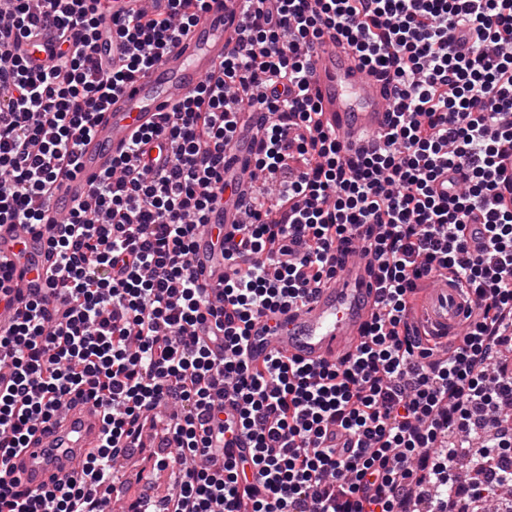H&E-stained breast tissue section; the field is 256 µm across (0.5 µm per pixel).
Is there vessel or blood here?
I'll list each match as a JSON object with an SVG mask.
<instances>
[{"label": "vessel or blood", "instance_id": "obj_1", "mask_svg": "<svg viewBox=\"0 0 512 512\" xmlns=\"http://www.w3.org/2000/svg\"><path fill=\"white\" fill-rule=\"evenodd\" d=\"M236 0H208L201 21L180 43L132 85L114 95L99 114L91 138L78 154L75 176L53 197L47 219L69 212L88 200L92 184L111 167L113 158L128 150L132 136L154 126L161 112L182 102L204 78L218 71L224 52L236 38ZM313 98L325 130L337 136L342 149L355 153L371 149L377 134L389 126L392 100L383 83L365 69L355 54L332 37H324L312 55ZM253 146L241 135L229 151V169L248 183ZM239 216L226 210L215 224L203 225L191 260L194 278L210 289L223 287L229 265L213 244V227L235 234ZM0 262L12 265L8 291L12 306L0 304V326L16 322L22 301L48 293L52 261L45 234L26 224L0 225ZM473 306L471 296L453 282H434L420 303L416 320L439 339L458 336ZM377 311V281L359 246H351L341 267L304 305L267 312L250 329L246 357L261 365L280 354L315 365L336 362L352 354ZM101 409L91 399L71 396L59 417L43 425L12 468L0 480L18 482L30 491L55 480L78 479L89 449L101 441Z\"/></svg>", "mask_w": 512, "mask_h": 512}]
</instances>
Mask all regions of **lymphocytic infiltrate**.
<instances>
[{"mask_svg":"<svg viewBox=\"0 0 512 512\" xmlns=\"http://www.w3.org/2000/svg\"><path fill=\"white\" fill-rule=\"evenodd\" d=\"M206 7L169 0L157 18L112 0H0V224L46 225L104 104ZM243 11L217 74L134 138L90 204L47 225L60 302L32 298L0 328V467L75 393L101 407L103 436L85 479L0 485V512H107L114 462L167 404L179 470L163 512H476L493 498L512 512V370L498 364L512 343V0H245ZM48 27L57 50L30 65L21 48ZM105 28L127 46L121 65L100 46ZM331 32L393 104L382 145L351 159L310 88V48ZM257 110L272 116L252 158L279 178L269 194L224 174ZM159 138L176 151L156 172L146 147ZM231 207L245 220L215 242L231 269L215 292L190 272L194 231ZM355 241L378 261L381 296L355 353L253 367L252 321L304 302ZM437 278L475 305L443 350L409 322ZM227 397L239 416L211 433ZM332 427L344 445L328 442ZM229 435L249 448L225 447Z\"/></svg>","mask_w":512,"mask_h":512,"instance_id":"f902f5d3","label":"lymphocytic infiltrate"}]
</instances>
